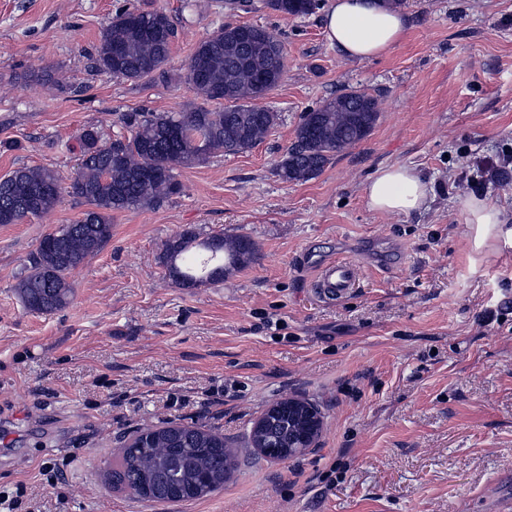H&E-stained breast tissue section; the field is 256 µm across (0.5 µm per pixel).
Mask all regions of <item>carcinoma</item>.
I'll use <instances>...</instances> for the list:
<instances>
[{
  "label": "carcinoma",
  "instance_id": "cac0c4a2",
  "mask_svg": "<svg viewBox=\"0 0 512 512\" xmlns=\"http://www.w3.org/2000/svg\"><path fill=\"white\" fill-rule=\"evenodd\" d=\"M274 12L307 15L318 0H266ZM163 34L159 41L145 29ZM240 26L224 28L200 40L184 67L183 79L203 104L187 112H131L122 122L131 131L125 140L110 144L90 127L79 137L81 163L71 182L72 193L88 209L72 224L43 237L29 258L27 274L18 283L19 295L33 311L66 307L72 288L66 275L87 257L101 251L112 237V212L151 207L176 194L178 167L199 164L217 152H245L265 139L278 115L259 100L281 81L285 46L262 27L257 51L241 58L236 40ZM174 29L163 13L123 10L104 30L95 49L99 70L116 78L140 80L167 62ZM204 71L201 80L191 72ZM377 98L362 89H347L301 117L295 141L276 165L277 176L304 182L317 176L336 154L367 137L379 119ZM61 179L45 167L22 166L0 178V224L43 217L61 202ZM253 255L245 236L212 237L201 242L186 231L165 244L164 258L175 284L198 286L224 278V272L247 264ZM273 403L250 432L253 448L288 440V405ZM235 452L224 435L199 427L168 423L144 428L121 449L119 463L106 477L117 489H146L152 500L168 502L167 489L177 475L185 500L198 498L205 486L211 494L238 468Z\"/></svg>",
  "mask_w": 512,
  "mask_h": 512
}]
</instances>
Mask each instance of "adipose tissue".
<instances>
[{"label":"adipose tissue","mask_w":512,"mask_h":512,"mask_svg":"<svg viewBox=\"0 0 512 512\" xmlns=\"http://www.w3.org/2000/svg\"><path fill=\"white\" fill-rule=\"evenodd\" d=\"M321 23L330 45L358 61L383 55L407 31L406 15L385 0H329ZM428 198L427 183L414 168L404 165L378 169L365 187L367 207L381 214L412 215L426 208ZM461 206L467 214L462 234L472 239L475 248L491 246L502 238L512 240V226L495 204L467 198Z\"/></svg>","instance_id":"1"}]
</instances>
